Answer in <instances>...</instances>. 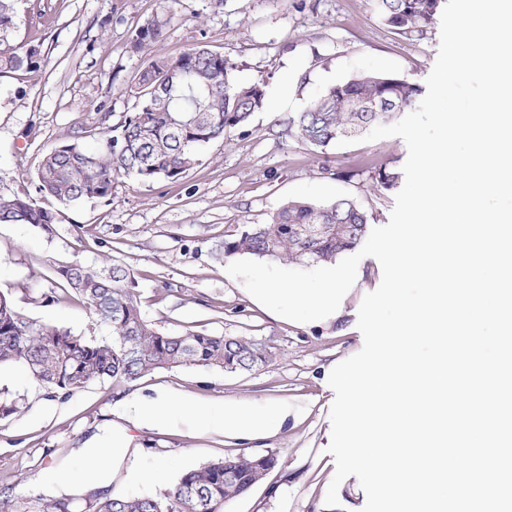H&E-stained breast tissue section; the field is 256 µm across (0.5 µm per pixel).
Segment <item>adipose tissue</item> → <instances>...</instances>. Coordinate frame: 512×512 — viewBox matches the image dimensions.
<instances>
[{
  "instance_id": "adipose-tissue-1",
  "label": "adipose tissue",
  "mask_w": 512,
  "mask_h": 512,
  "mask_svg": "<svg viewBox=\"0 0 512 512\" xmlns=\"http://www.w3.org/2000/svg\"><path fill=\"white\" fill-rule=\"evenodd\" d=\"M186 413L196 429L217 430L227 442L258 441L277 436L289 420L299 418L300 409L285 400H225L221 409L181 394L156 397L135 393L124 398L117 410L119 418L139 427L162 426L172 411ZM129 449L126 438L116 436L111 448H96L87 453L83 469L86 485L102 484L108 472H120Z\"/></svg>"
}]
</instances>
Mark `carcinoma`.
Wrapping results in <instances>:
<instances>
[{
    "instance_id": "1",
    "label": "carcinoma",
    "mask_w": 512,
    "mask_h": 512,
    "mask_svg": "<svg viewBox=\"0 0 512 512\" xmlns=\"http://www.w3.org/2000/svg\"><path fill=\"white\" fill-rule=\"evenodd\" d=\"M386 25L408 40H420L434 23L439 0H376ZM14 0H0V33L15 22ZM168 20L158 16L136 32L139 52L161 40ZM34 47L0 52V72H34ZM136 110L92 145L67 142L44 159L38 191L67 206L112 196V185L133 177L140 182L178 180L197 162V151L245 127L267 107L259 84L236 81L223 55L203 46L176 58L157 57L130 88ZM420 88L390 74L356 73L329 85L283 124L282 134L323 150L342 139L394 120L412 107ZM397 174L381 166L373 172L377 188L389 190ZM59 213L27 197L0 196V223L30 224L45 232ZM369 215L348 198L319 204L291 200L264 224L247 225L216 249L222 259L237 254L295 264L335 260L363 238ZM54 284L66 297L75 295L93 317L110 328L105 339L86 338L68 329L28 320L0 293V366L21 364L49 389L68 393L94 381L119 385L160 368L202 366L250 371L269 361L267 347L245 337L187 331L161 333L144 320L133 272L120 264L105 269L75 260L54 271ZM277 464L270 455L228 456L182 473L159 495L100 498L93 504L53 501L42 512H221L224 502L249 491Z\"/></svg>"
}]
</instances>
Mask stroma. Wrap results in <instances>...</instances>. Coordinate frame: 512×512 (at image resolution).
<instances>
[{"instance_id":"stroma-1","label":"stroma","mask_w":512,"mask_h":512,"mask_svg":"<svg viewBox=\"0 0 512 512\" xmlns=\"http://www.w3.org/2000/svg\"><path fill=\"white\" fill-rule=\"evenodd\" d=\"M16 23L0 34V49L36 47L39 70L0 74V195H36L37 172L56 146L95 135L123 121L137 101L130 95L154 56L176 57L203 46L233 64L237 80L263 84L279 111L256 113L245 128L198 150V161L176 182L125 178L111 197L59 208L52 233L29 224L0 223V291L36 322L92 338L109 336L80 302L56 299V267L79 259L133 270L145 321L155 330L245 336L269 346L270 361L248 372L201 366L155 370L134 382L96 381L75 393L46 389L20 365L0 367V390L21 400L0 415V490L15 512H41L74 494L87 450L108 447L113 431L137 452L119 475L82 492L98 497L155 495L187 469L227 455H274L277 466L223 512H361L366 496L356 476L325 506L324 486L335 473L327 454L333 395L325 366L363 346L357 315L365 294L381 283L372 257L357 269L354 290L330 327L285 322L252 303L242 280L228 278L214 250L244 225L266 223L284 203L353 200L386 225L395 190L377 192L372 167L401 172L405 142L387 137L319 151L285 137L282 123L326 85L364 70L405 77L425 86L440 45L432 26L420 41L387 26L375 0H15ZM166 14L162 40L134 52L145 21ZM181 392L214 408L226 399L285 400L302 418L278 436L231 446L217 431H200L182 412L165 426L141 429L115 411L125 395Z\"/></svg>"}]
</instances>
